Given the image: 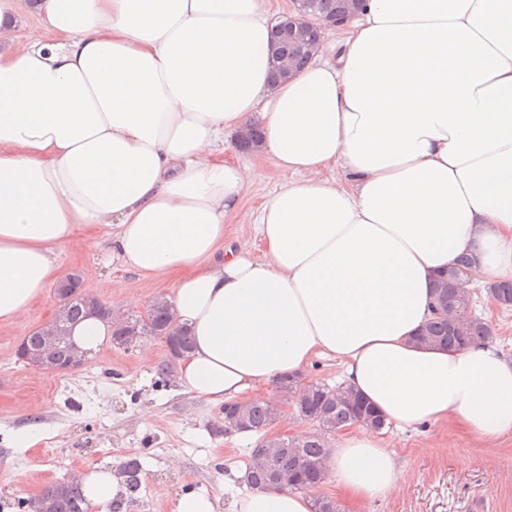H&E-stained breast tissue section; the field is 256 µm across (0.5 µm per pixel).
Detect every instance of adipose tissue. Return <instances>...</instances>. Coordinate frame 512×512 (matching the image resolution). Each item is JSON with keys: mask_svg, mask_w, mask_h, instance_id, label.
<instances>
[{"mask_svg": "<svg viewBox=\"0 0 512 512\" xmlns=\"http://www.w3.org/2000/svg\"><path fill=\"white\" fill-rule=\"evenodd\" d=\"M28 13L41 34L22 42ZM271 31L266 0H0V324L103 227L123 270L172 278L187 391L236 402L331 358L389 426L512 438V358L414 339L459 256L470 284L512 280V0H361L336 57L275 84ZM253 126L288 175L252 215L259 259L225 244L254 172L224 138ZM332 165L341 178H323ZM328 469L358 502L404 476L360 425ZM83 482L92 506L125 490L104 467ZM312 510L287 490L233 503Z\"/></svg>", "mask_w": 512, "mask_h": 512, "instance_id": "ef3b65f1", "label": "adipose tissue"}]
</instances>
